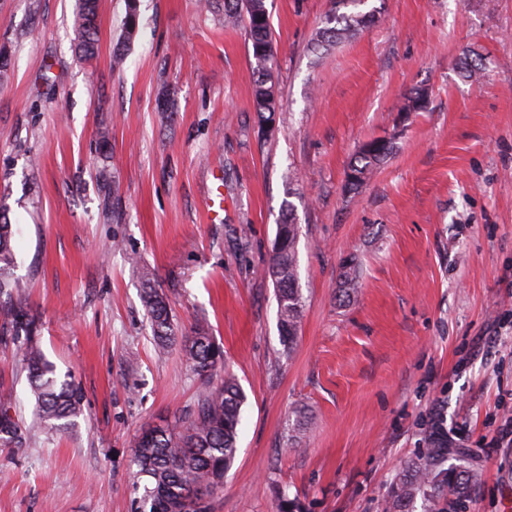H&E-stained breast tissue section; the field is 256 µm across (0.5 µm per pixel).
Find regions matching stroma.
<instances>
[{
	"label": "stroma",
	"instance_id": "1",
	"mask_svg": "<svg viewBox=\"0 0 512 512\" xmlns=\"http://www.w3.org/2000/svg\"><path fill=\"white\" fill-rule=\"evenodd\" d=\"M76 4L0 0V210L41 347L84 394L74 429L36 426L0 344V393L30 427L26 447H0V512H145L136 438L202 386L179 346L156 350L148 283L177 335L208 322L246 395L214 512H277L282 492L301 512H383L438 419L483 472L460 512H512V445L486 452L512 424V0H367L381 16L326 49L314 36L331 0H267L280 103L267 128L245 31L203 0H138L129 40L126 0H99L91 60L74 50ZM417 87L426 111L400 116ZM383 136L395 152L346 193L348 162ZM289 209L306 305L285 360L267 267ZM350 258L361 287L343 303ZM298 407L307 429L290 447Z\"/></svg>",
	"mask_w": 512,
	"mask_h": 512
}]
</instances>
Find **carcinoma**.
Wrapping results in <instances>:
<instances>
[{
  "mask_svg": "<svg viewBox=\"0 0 512 512\" xmlns=\"http://www.w3.org/2000/svg\"><path fill=\"white\" fill-rule=\"evenodd\" d=\"M99 0H78L75 26L80 39L75 51L90 60L97 51ZM365 0H334L327 26L319 32V44L333 45L354 34L375 19V12H363ZM224 21L244 26L248 50L255 63L253 106L260 123L266 125L278 111V95L273 81L274 46L270 31V12L266 0H223ZM136 0H127L126 39H131L139 21ZM429 94L416 88L404 99L399 111L407 116L426 109ZM391 138L366 142L351 159L345 188L357 193L373 170L393 153ZM14 235L4 212H0V299L8 300L0 327V342L13 345L21 356V365L35 401V418L40 425L65 431L76 425L82 414V394L74 382L57 375L55 366L41 350L38 323L23 303L22 281L14 276L16 263L12 246ZM299 225L293 212L282 214L277 225L276 245L268 266L275 285L277 324L281 355L291 354L298 335L305 301L299 284L297 242ZM359 269L347 261L341 267L338 297L347 299L357 292ZM152 339L166 350L175 341V327L166 296L152 286L143 291ZM181 353L189 370L207 380L198 392L193 413L163 426L150 427L136 442L132 458L133 479L143 486L150 501L149 512H212L213 501L224 491V475L234 464L245 393L233 374L213 381L217 369L224 366V350L215 342L210 327L197 322L181 337ZM25 430L16 406L0 397V447L23 448ZM455 456L461 464L447 467ZM481 471L468 463V454L448 445V437L431 426L427 448L410 460L394 481L384 502V512H411L410 505L421 497L425 512H449L480 482Z\"/></svg>",
  "mask_w": 512,
  "mask_h": 512,
  "instance_id": "obj_1",
  "label": "carcinoma"
}]
</instances>
